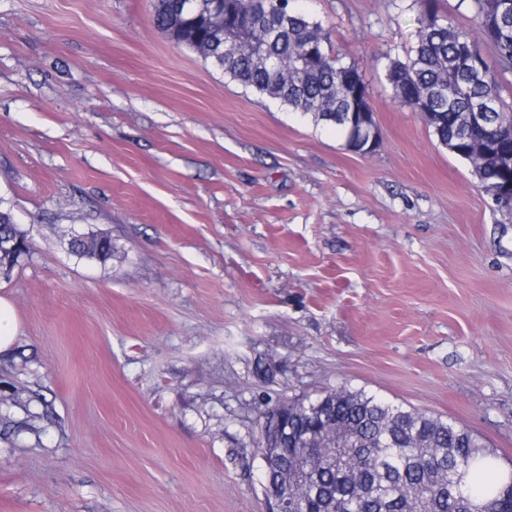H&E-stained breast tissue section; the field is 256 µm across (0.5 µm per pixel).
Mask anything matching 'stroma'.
<instances>
[{
	"instance_id": "1",
	"label": "stroma",
	"mask_w": 512,
	"mask_h": 512,
	"mask_svg": "<svg viewBox=\"0 0 512 512\" xmlns=\"http://www.w3.org/2000/svg\"><path fill=\"white\" fill-rule=\"evenodd\" d=\"M380 138L181 50L151 0H0V512H267L275 404L347 388L512 467V214L396 101L417 0H290ZM108 235L107 262L72 237ZM19 331V322L11 302L0 296V354L6 352Z\"/></svg>"
}]
</instances>
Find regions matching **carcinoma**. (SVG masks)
I'll return each mask as SVG.
<instances>
[{
  "label": "carcinoma",
  "instance_id": "carcinoma-1",
  "mask_svg": "<svg viewBox=\"0 0 512 512\" xmlns=\"http://www.w3.org/2000/svg\"><path fill=\"white\" fill-rule=\"evenodd\" d=\"M178 2L152 0L154 23L175 46L194 52L209 42L210 30L204 23L184 27ZM244 2L254 25L286 26L271 45L273 56L292 59L314 43L327 63L300 68L292 62L285 75L247 55H227L219 63L205 55V61L289 109L312 115L317 123L329 125L326 113L349 109L352 90L344 82L351 79L366 108H371L358 68L330 55L318 23L291 9L289 0ZM497 2L470 0V6L500 67L512 70V39L504 42L490 35ZM417 33L406 59H392L387 66L394 98L420 115L440 145L469 162L482 189L492 195L512 184V170L482 165V157L469 150L458 118L484 98H500L498 77L489 70L481 84L471 85L450 71L457 43H469L480 58L484 54L468 31L451 26L436 0H420ZM451 81L462 88L452 101L439 92ZM498 112V119L476 137L490 151L511 154L512 118L502 108ZM11 217V212L0 210V234L25 241L22 231L10 223ZM70 245L82 257L101 262L112 258V240L105 235L97 236L93 247L75 239ZM320 399L324 403L315 419L320 421L319 438L325 447L281 448L275 464L274 479L286 485L299 512H512V479L506 477L495 486L474 478L498 463L494 450L468 429L363 391L336 389ZM315 419L299 402L290 403L293 426L307 428Z\"/></svg>",
  "mask_w": 512,
  "mask_h": 512
}]
</instances>
